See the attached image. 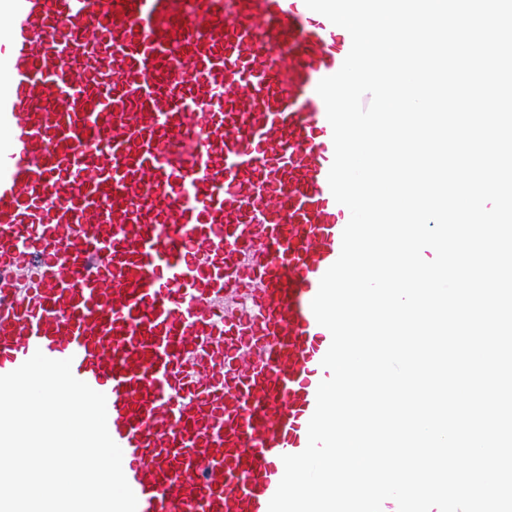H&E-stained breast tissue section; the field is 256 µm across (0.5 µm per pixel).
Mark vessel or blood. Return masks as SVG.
Wrapping results in <instances>:
<instances>
[{
  "label": "vessel or blood",
  "mask_w": 512,
  "mask_h": 512,
  "mask_svg": "<svg viewBox=\"0 0 512 512\" xmlns=\"http://www.w3.org/2000/svg\"><path fill=\"white\" fill-rule=\"evenodd\" d=\"M305 0H0V375L105 394L137 512H268L350 212Z\"/></svg>",
  "instance_id": "1"
}]
</instances>
